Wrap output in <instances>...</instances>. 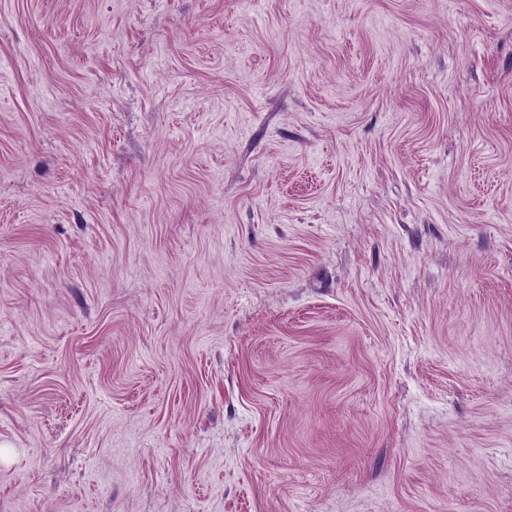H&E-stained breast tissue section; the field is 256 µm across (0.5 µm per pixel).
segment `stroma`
Masks as SVG:
<instances>
[{"label": "stroma", "instance_id": "1", "mask_svg": "<svg viewBox=\"0 0 512 512\" xmlns=\"http://www.w3.org/2000/svg\"><path fill=\"white\" fill-rule=\"evenodd\" d=\"M0 512H512V0H0Z\"/></svg>", "mask_w": 512, "mask_h": 512}]
</instances>
